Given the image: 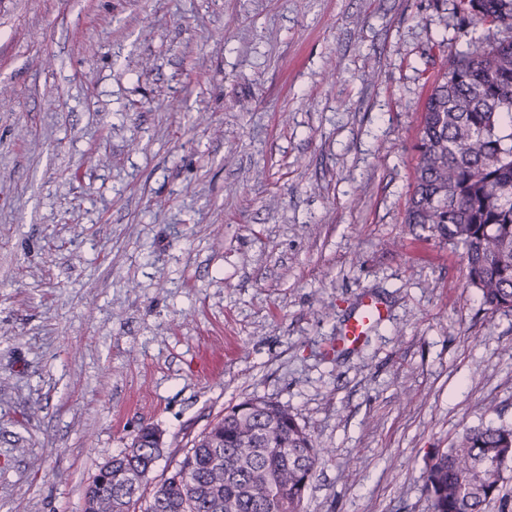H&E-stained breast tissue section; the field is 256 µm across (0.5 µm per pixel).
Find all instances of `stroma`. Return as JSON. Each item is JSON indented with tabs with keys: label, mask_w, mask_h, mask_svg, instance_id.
I'll use <instances>...</instances> for the list:
<instances>
[{
	"label": "stroma",
	"mask_w": 512,
	"mask_h": 512,
	"mask_svg": "<svg viewBox=\"0 0 512 512\" xmlns=\"http://www.w3.org/2000/svg\"><path fill=\"white\" fill-rule=\"evenodd\" d=\"M454 4L0 0V512L252 396L328 451L303 512H430L428 453L512 427V316L405 222ZM385 314L384 304L378 298L365 295L357 314L345 324L343 336H347L352 346L362 342L371 325L383 321ZM355 338H358L357 342H353Z\"/></svg>",
	"instance_id": "35a3bbf8"
}]
</instances>
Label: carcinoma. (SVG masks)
Listing matches in <instances>:
<instances>
[{
	"mask_svg": "<svg viewBox=\"0 0 512 512\" xmlns=\"http://www.w3.org/2000/svg\"><path fill=\"white\" fill-rule=\"evenodd\" d=\"M460 23L512 30V0H458ZM406 223L460 246L465 284L486 310L512 315V39L471 35L436 80L414 144ZM141 426L89 483L81 512H303L320 447L279 403L251 397L224 408L150 493L161 457ZM512 467V427L463 431L424 471L431 512H484Z\"/></svg>",
	"mask_w": 512,
	"mask_h": 512,
	"instance_id": "1",
	"label": "carcinoma"
}]
</instances>
